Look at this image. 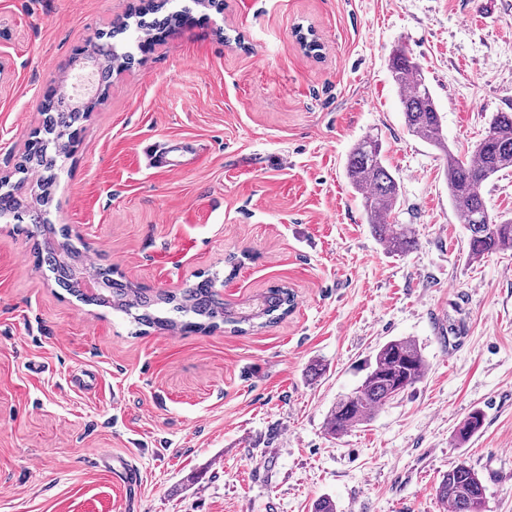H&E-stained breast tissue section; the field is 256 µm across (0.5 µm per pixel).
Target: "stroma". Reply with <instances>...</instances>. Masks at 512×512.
I'll use <instances>...</instances> for the list:
<instances>
[{"label": "stroma", "mask_w": 512, "mask_h": 512, "mask_svg": "<svg viewBox=\"0 0 512 512\" xmlns=\"http://www.w3.org/2000/svg\"><path fill=\"white\" fill-rule=\"evenodd\" d=\"M148 0H0V176H14L45 96L87 39ZM152 34L62 162L49 219L95 266L176 292L202 274L248 315L236 333L149 330L88 305L0 223V512H444V473L480 476L512 512V250L469 257L445 160L405 126L388 59L421 64L450 148L512 112V0H223ZM315 31L308 51L298 33ZM400 184L416 245L388 253L345 175L363 136ZM193 140L152 169L145 143ZM421 347L424 377L365 424L327 420L385 342ZM318 374H310V367ZM484 425L455 431L472 410ZM141 480L123 486L118 469ZM197 157V148L188 143L167 142L149 155L151 167L158 171H181Z\"/></svg>", "instance_id": "35a3bbf8"}]
</instances>
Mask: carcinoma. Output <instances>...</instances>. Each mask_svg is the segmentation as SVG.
I'll use <instances>...</instances> for the list:
<instances>
[{
	"mask_svg": "<svg viewBox=\"0 0 512 512\" xmlns=\"http://www.w3.org/2000/svg\"><path fill=\"white\" fill-rule=\"evenodd\" d=\"M170 0H154L148 8L130 14L112 25L108 32H98L88 40L83 52L73 62L92 58L98 62V82L107 84L112 71L128 68L133 56L128 42L142 46L154 31L168 29L181 22L185 11H165ZM388 68L400 91V104L409 132L441 151L446 161L448 197L469 232V255L480 259L501 250H512V220L490 214L482 194L483 184L499 172L512 168V112L494 115L489 130L470 153L462 157L447 145L437 109L421 66L402 48L393 51ZM95 103L66 102L48 96L40 107L42 132L29 140L16 164V172L37 170L43 177L42 194L35 205L25 202L18 183L0 178V220L29 224L38 228L41 241L35 245L38 263L48 264L56 272V282L83 302L122 312L139 326L159 330L197 331L220 323L239 325L251 321L224 303L215 286V278L206 277L179 293L156 292L113 277L110 267L96 268L106 286L96 297H87L75 283V267L80 252L69 242L68 232L48 224L47 208L52 198L50 188L57 179L58 158L69 153L82 130V123ZM346 177L360 195L368 224L391 254L402 255L416 244L407 224L390 222L399 199L396 178L383 163L382 142L372 136L361 138L348 155ZM293 295L286 288L269 290L263 298L257 318L271 326L288 313ZM426 361L412 339H393L383 344L366 367V374L353 392L336 401L327 427L342 434L370 419L389 401L392 393H403L419 382L426 372ZM484 416L474 410L460 423L455 438L465 442L483 427ZM442 503L452 512H484L485 487L478 473L461 463L442 476L437 488Z\"/></svg>",
	"mask_w": 512,
	"mask_h": 512,
	"instance_id": "carcinoma-1",
	"label": "carcinoma"
}]
</instances>
